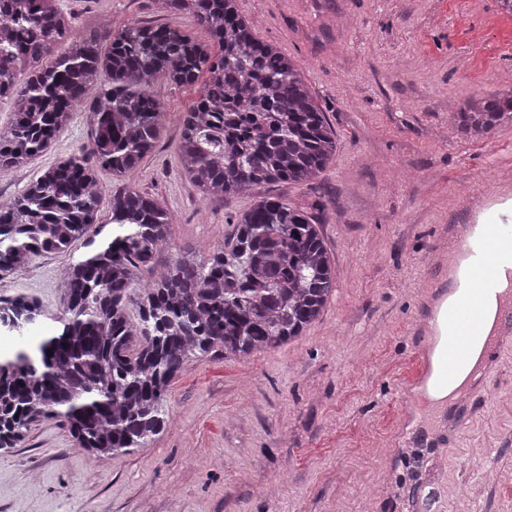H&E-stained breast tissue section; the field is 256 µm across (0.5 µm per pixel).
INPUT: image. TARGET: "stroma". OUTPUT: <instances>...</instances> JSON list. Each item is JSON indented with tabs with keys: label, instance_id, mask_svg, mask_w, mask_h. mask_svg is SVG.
Here are the masks:
<instances>
[{
	"label": "stroma",
	"instance_id": "35a3bbf8",
	"mask_svg": "<svg viewBox=\"0 0 512 512\" xmlns=\"http://www.w3.org/2000/svg\"><path fill=\"white\" fill-rule=\"evenodd\" d=\"M81 27L166 23L205 42L191 15L154 0H59ZM257 37L300 64L336 134V153L309 183L209 201L182 175L181 116L197 87L155 84L167 118L128 185L172 214L174 246L200 255L232 238L236 215L280 196L317 222L336 290L302 336L245 358L187 361L168 394L164 431L146 448L97 458L55 421L0 447V512H407L406 493L433 491L443 512H512V353L498 359L476 420L433 446L422 415L399 456L396 387L412 366L426 259L443 225L466 223L464 191L490 175L512 182V128L472 139L453 104L512 88V15L497 0H237ZM76 109L52 147L0 177L20 192L78 153ZM84 241L0 272V300L36 298L42 326L62 309L59 273Z\"/></svg>",
	"mask_w": 512,
	"mask_h": 512
}]
</instances>
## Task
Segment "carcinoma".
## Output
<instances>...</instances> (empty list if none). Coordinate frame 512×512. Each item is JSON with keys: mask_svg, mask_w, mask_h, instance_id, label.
Listing matches in <instances>:
<instances>
[{"mask_svg": "<svg viewBox=\"0 0 512 512\" xmlns=\"http://www.w3.org/2000/svg\"><path fill=\"white\" fill-rule=\"evenodd\" d=\"M188 1L211 43L165 24L81 33L56 0H0V100L13 101V120L0 129V172L47 150L88 104L79 153L0 198V272L84 237L95 247L62 273L60 332L0 357V441L15 444L33 423L55 420L99 457L147 448L167 425L170 383L190 358L279 347L319 319L336 288L319 225L283 197L241 213L230 241L208 256L177 249L160 264L171 214L124 186L111 194L112 230L96 242L105 229L96 224L98 169L123 178L155 150L166 112L146 88L159 80L201 83L183 115L179 161L207 199L309 182L336 153L300 65L261 41L235 0L158 7L174 13ZM63 42L68 50L55 54ZM455 118L476 138L512 126V90L474 95ZM144 268L155 275L142 285ZM1 315L24 327L44 310L18 295L0 301Z\"/></svg>", "mask_w": 512, "mask_h": 512, "instance_id": "obj_1", "label": "carcinoma"}]
</instances>
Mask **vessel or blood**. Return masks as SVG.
Here are the masks:
<instances>
[{
    "mask_svg": "<svg viewBox=\"0 0 512 512\" xmlns=\"http://www.w3.org/2000/svg\"><path fill=\"white\" fill-rule=\"evenodd\" d=\"M447 235L454 242L453 251H433L428 264L447 275L456 304L446 315L433 311L412 324V333L418 338L411 355L413 372L408 382L397 388L405 423L418 416L423 406L422 390L431 371L426 335L439 332L447 338L440 357V375L447 383L469 369L476 349L497 355L512 348V301L499 307L497 326H489L486 314L488 298L498 288L504 267L512 266V224H452ZM492 371V363H484L477 383L467 390V399L449 416L448 425L454 432L469 427V404L482 398Z\"/></svg>",
    "mask_w": 512,
    "mask_h": 512,
    "instance_id": "vessel-or-blood-1",
    "label": "vessel or blood"
}]
</instances>
